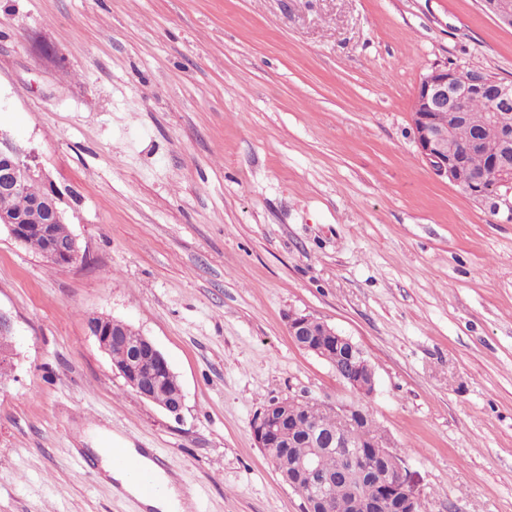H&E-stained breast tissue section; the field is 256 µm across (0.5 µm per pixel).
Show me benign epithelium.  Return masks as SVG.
<instances>
[{"instance_id": "1", "label": "benign epithelium", "mask_w": 512, "mask_h": 512, "mask_svg": "<svg viewBox=\"0 0 512 512\" xmlns=\"http://www.w3.org/2000/svg\"><path fill=\"white\" fill-rule=\"evenodd\" d=\"M479 6L498 25L512 28V0H479ZM476 98L490 102L495 110L508 109L512 107V83L456 63L433 69L420 82L412 102L416 144L422 161L436 178L459 188L475 203L511 223L512 129L491 123L475 131L468 152L483 155L484 163L478 169L463 156L448 151L451 126L465 119L468 103ZM30 182L43 188L41 196L33 202L34 213L42 218L33 220L1 212L0 228H5L19 245L26 244L31 237L43 239L42 257L52 266H66L84 258L75 237L61 243L53 233V225L67 224L71 218L66 193L48 175L35 150L0 130V192L17 193ZM88 327L101 351L109 357L113 347L123 343V337L135 332L130 324L106 316L91 317ZM288 335L301 349L331 362L336 374L353 392L362 397L374 393V370L362 348L349 337L320 319L298 313L288 316ZM140 351L150 362L149 368L130 362L118 367L127 386L149 401L163 384L181 388L165 356L145 336ZM288 401L302 411L320 410L346 425L367 417V411L355 404L333 407L307 395L290 397ZM291 425L288 415L272 409L253 422L252 432L259 447L272 451L277 443L287 439V428ZM310 443L314 447L327 443L338 448L342 464L333 477L322 472L311 459L293 458L288 462L286 483L303 496L309 512H336V503L326 495V488L337 482L347 484L356 512H420V496L411 483L406 461L377 434H365L352 443L344 432L326 433L313 428ZM354 474L374 483V496L362 495L356 485L349 483Z\"/></svg>"}]
</instances>
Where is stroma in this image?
I'll use <instances>...</instances> for the list:
<instances>
[{
  "instance_id": "obj_1",
  "label": "stroma",
  "mask_w": 512,
  "mask_h": 512,
  "mask_svg": "<svg viewBox=\"0 0 512 512\" xmlns=\"http://www.w3.org/2000/svg\"><path fill=\"white\" fill-rule=\"evenodd\" d=\"M512 82V28L477 0H0V129L69 189L85 258L0 231V512H144L85 428L161 453L199 512H305L252 435L271 400L357 403L421 512H512V223L435 178L421 79ZM320 318L372 364L371 397L296 346ZM130 323L181 417L90 335ZM88 327L91 335L96 338L101 351L116 366L127 386L140 397L152 401V393L162 384L175 386L179 393L178 399L174 403L162 407L171 415L177 418L180 417L184 403L180 382L165 356L150 339L139 334L130 324L106 316L91 317L88 320ZM130 333L142 336L140 351L142 356L150 362L149 368L142 369L136 363L130 362L117 366L112 360L113 346H119L123 343L121 336H127L128 345L117 350L114 349L113 359L120 363L132 357L138 336H129Z\"/></svg>"
}]
</instances>
